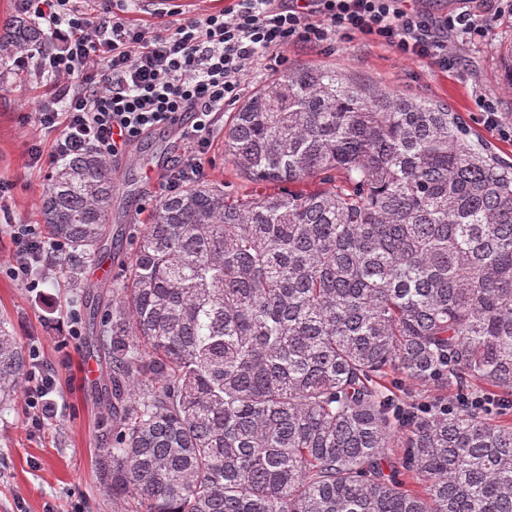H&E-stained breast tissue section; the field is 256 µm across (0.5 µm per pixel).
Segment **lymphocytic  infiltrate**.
Listing matches in <instances>:
<instances>
[{
    "label": "lymphocytic infiltrate",
    "instance_id": "1",
    "mask_svg": "<svg viewBox=\"0 0 512 512\" xmlns=\"http://www.w3.org/2000/svg\"><path fill=\"white\" fill-rule=\"evenodd\" d=\"M48 21L62 51L39 59L52 92L28 119L57 131L55 156L94 147L119 162L128 146L151 131H177L185 146L163 177L167 191L199 179L224 105L236 99L255 60L296 40L323 42L336 33L370 36L408 58L451 69L449 35L481 32L470 6L429 17L406 0H233L220 13L183 16L173 25L143 27L113 13L97 24L85 0H21ZM15 250L0 271L37 288V265L61 247L35 225L10 224ZM30 428L53 413L56 379L38 360L27 372Z\"/></svg>",
    "mask_w": 512,
    "mask_h": 512
}]
</instances>
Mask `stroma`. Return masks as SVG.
Segmentation results:
<instances>
[{"label":"stroma","instance_id":"obj_1","mask_svg":"<svg viewBox=\"0 0 512 512\" xmlns=\"http://www.w3.org/2000/svg\"><path fill=\"white\" fill-rule=\"evenodd\" d=\"M497 0H479L476 11L490 29L486 38L449 37L458 64L442 71L428 61L410 59L361 35L337 34L316 48L296 44L260 56L244 84L251 95L266 81L303 64L336 70L355 81L381 85L405 95L447 105L470 137L512 164V137L489 131L480 120L481 99L492 100L503 123L512 127V13L499 12ZM48 91L36 61L19 79L0 88V181L9 183L10 217L21 224L40 221L39 199L56 163L50 155L56 137L23 122ZM41 145L39 165L29 150ZM182 152L170 129L150 133L127 148L116 168L119 189L113 197L104 250L85 263L77 280L49 271L36 290L0 274V318L24 347H38L57 380L52 399L57 416L44 430L30 431L24 397L0 405V512H112L103 489L97 450L111 439L104 394L105 363L95 343L96 329L109 306L93 286H112L128 256L131 238L147 223L158 199L161 176ZM79 318V335L68 320Z\"/></svg>","mask_w":512,"mask_h":512}]
</instances>
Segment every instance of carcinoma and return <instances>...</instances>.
Returning <instances> with one entry per match:
<instances>
[{
  "label": "carcinoma",
  "mask_w": 512,
  "mask_h": 512,
  "mask_svg": "<svg viewBox=\"0 0 512 512\" xmlns=\"http://www.w3.org/2000/svg\"><path fill=\"white\" fill-rule=\"evenodd\" d=\"M52 44L6 20L0 82ZM224 158L245 189L162 196L99 328L114 512H512V166L448 106L315 65L228 115ZM117 190L92 148L51 174L61 271ZM28 368L1 319L0 402Z\"/></svg>",
  "instance_id": "carcinoma-1"
}]
</instances>
